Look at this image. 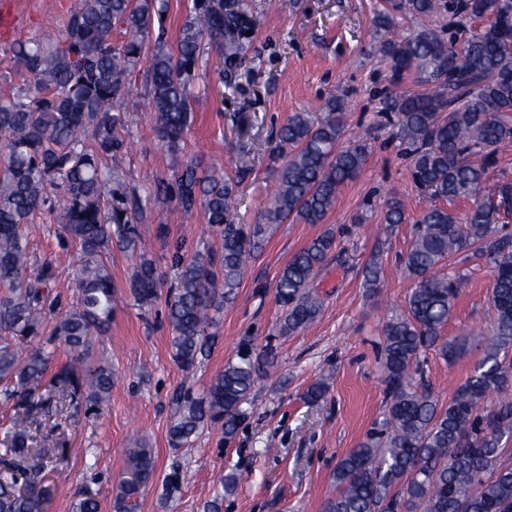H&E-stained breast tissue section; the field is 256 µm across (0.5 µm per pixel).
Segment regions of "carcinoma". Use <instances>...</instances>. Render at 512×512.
Here are the masks:
<instances>
[{
  "instance_id": "obj_1",
  "label": "carcinoma",
  "mask_w": 512,
  "mask_h": 512,
  "mask_svg": "<svg viewBox=\"0 0 512 512\" xmlns=\"http://www.w3.org/2000/svg\"><path fill=\"white\" fill-rule=\"evenodd\" d=\"M446 10L463 19L487 22L463 42L423 28L396 34L397 16L417 20ZM159 0H78L61 41H17L9 52L28 75V88L0 97V380L10 381L4 400L14 405L19 423L33 418L57 391L61 405H85L94 416L110 399L114 373L89 359L92 336L112 322V273L103 256L112 246L131 253L140 242L136 212L127 191L110 186L103 161L121 153L116 134L123 123L112 113L115 100L130 89ZM198 14L183 28L177 54L161 49L149 65V97L157 137L171 152L179 150L192 112L191 83L207 44L238 49L235 22L224 19L223 0H201ZM122 26L124 40L112 41ZM512 28V0H395L375 18V36L392 90L385 109L395 115L393 137L411 158L416 186L433 200L469 203L465 218L432 205L415 224L414 240L402 258L412 283L404 315L382 328L380 366L386 388L382 429L369 434L337 462L336 496L326 512H512V464L502 462L512 442V182L488 185L502 147L512 143V45L499 31ZM414 75L423 90L403 93L398 86ZM346 100L328 97L316 112H294L278 133L276 190L266 220L321 224L339 188L354 179L368 156V144L342 146ZM178 206H200L205 223L219 229V257L195 254L176 263L174 284L162 289L153 260L139 256L131 292L141 304L164 299L170 346L186 371L196 367L224 305L235 298L246 261L266 233L263 224L234 222L231 180L213 170L204 176L190 160L175 174ZM59 214L67 238L80 248L76 279L78 301L57 310L54 276L47 264L34 266L23 232L34 214ZM405 220L403 203H386L385 224ZM476 246L490 268L495 317L490 339L473 333L447 337L443 330L459 294L460 278L439 273L456 251ZM336 247L327 229L296 252L280 271L275 297L280 331L291 334L313 322L320 302L310 291L328 254ZM375 259L363 269L364 286H382ZM53 326L45 345L22 357V344L40 335L46 319ZM58 345L83 360L46 375ZM481 351L473 372L448 405L415 383L421 355L432 350L454 361ZM268 353L249 352L224 365L202 393L175 397L169 443L181 448L219 427L232 439L245 416L243 405L265 368ZM500 398L487 410L483 399ZM24 429L6 432L0 448V512H46L51 490L37 485L15 461L35 452L63 460L57 448H34ZM153 450L143 442L128 449L115 503L128 512L130 502L153 478ZM99 501L83 491L73 512H98Z\"/></svg>"
}]
</instances>
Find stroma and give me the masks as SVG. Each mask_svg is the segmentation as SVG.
Instances as JSON below:
<instances>
[{"instance_id":"obj_1","label":"stroma","mask_w":512,"mask_h":512,"mask_svg":"<svg viewBox=\"0 0 512 512\" xmlns=\"http://www.w3.org/2000/svg\"><path fill=\"white\" fill-rule=\"evenodd\" d=\"M383 0H224L225 15L238 25L241 49L229 54L213 46L198 61L192 84V114L179 152L160 142L144 107L147 65L138 66L131 90L117 105L125 118L118 133L126 142L109 160L116 179L139 199L144 228L141 254L166 274L178 255L219 251L221 238L201 209L176 213V193H158L189 160L201 170L219 169L230 178L238 207L235 221L260 224L274 183L277 133L294 112L319 105L330 95L346 96L345 139L367 138L370 151L358 177L340 187L324 224L286 221L271 225L250 258L235 299L213 329V344L193 371L173 359L163 302L139 305L131 294L137 259L112 247L105 261L112 273V325L94 337L93 357L106 358L116 375L102 415L65 410L38 417L26 427L35 445L60 449L66 464L45 467L53 485L47 512H73L83 489H91L100 512H114L117 483L134 440L145 439L155 457L152 483L131 512H325L335 491L339 459L379 428L386 409L380 373L382 326L403 315L411 283L401 269L416 220L431 201L414 184L411 160L393 136L383 109L389 86L377 50L372 20ZM77 0H0V95L25 88L27 75L8 51L16 39H60ZM194 0H164L146 40L145 57L157 50L176 52ZM405 204V221L384 229L385 203ZM336 235L339 260L319 274L314 293L321 302L315 321L290 335L280 331L281 308L275 282L281 268L324 228ZM29 252L49 264L62 284V304L75 300L71 287L78 246L58 224L35 217L28 229ZM377 258L383 288L372 294L362 269ZM463 280L444 329L454 336L486 330L494 319L488 267L471 250L451 257ZM273 353L275 364L260 377L235 437L220 430L204 433L191 446L174 448L168 431L174 398L201 391L239 352ZM480 358L472 351L449 363L436 352L421 358V378L440 405L471 374ZM325 397L310 401L317 381ZM178 473L179 483L167 479ZM237 477L224 493L225 474Z\"/></svg>"}]
</instances>
